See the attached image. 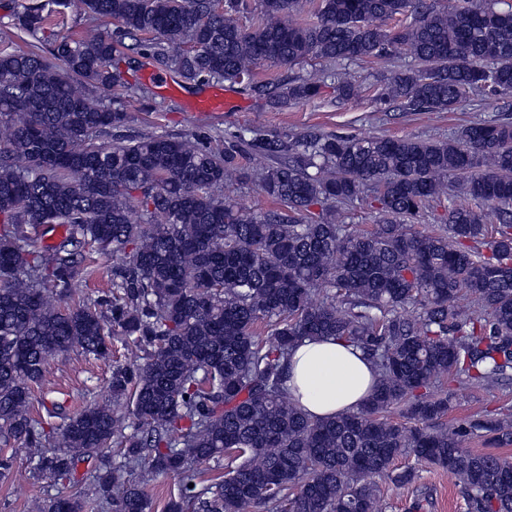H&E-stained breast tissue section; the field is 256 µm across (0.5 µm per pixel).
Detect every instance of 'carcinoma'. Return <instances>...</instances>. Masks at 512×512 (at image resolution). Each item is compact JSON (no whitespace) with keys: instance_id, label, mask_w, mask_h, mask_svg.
Returning <instances> with one entry per match:
<instances>
[{"instance_id":"1","label":"carcinoma","mask_w":512,"mask_h":512,"mask_svg":"<svg viewBox=\"0 0 512 512\" xmlns=\"http://www.w3.org/2000/svg\"><path fill=\"white\" fill-rule=\"evenodd\" d=\"M78 4L118 21L121 38L28 4L13 14L25 47L0 50V442L40 449L53 482L93 462L95 501L112 512H150L134 466L164 476L211 462L219 474L166 512H381L372 478L409 484L413 471L395 468L408 455L448 472L469 512H512V462L491 452L512 445V413L445 422L447 384L512 380L511 116L447 141L246 129L214 150L117 133L132 92L119 58L140 46L164 70L244 83L275 107L328 85L358 98L351 65L391 55L408 64L380 76L379 110L508 99L512 3L261 0L249 26L240 0ZM312 61L333 68L257 78L262 64ZM246 148L269 161L258 186L274 209L245 214L222 194L252 179ZM365 199L371 228L345 223ZM443 200L444 222L416 229ZM94 254L122 257L111 288L63 307ZM114 335L129 362L112 366V398L77 413L53 401L31 418L49 361L74 349L107 359ZM322 337L361 348L377 381L359 409L315 418L284 374L296 344ZM471 436L490 451H466ZM30 512L84 504L62 495Z\"/></svg>"}]
</instances>
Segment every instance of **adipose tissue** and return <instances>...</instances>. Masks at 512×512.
I'll use <instances>...</instances> for the list:
<instances>
[{
    "label": "adipose tissue",
    "mask_w": 512,
    "mask_h": 512,
    "mask_svg": "<svg viewBox=\"0 0 512 512\" xmlns=\"http://www.w3.org/2000/svg\"><path fill=\"white\" fill-rule=\"evenodd\" d=\"M375 383L374 367L362 350L331 338L303 340L288 361V392L313 416L357 410Z\"/></svg>",
    "instance_id": "1"
}]
</instances>
